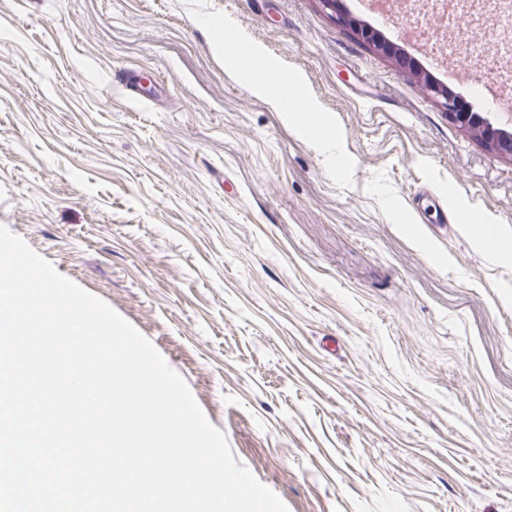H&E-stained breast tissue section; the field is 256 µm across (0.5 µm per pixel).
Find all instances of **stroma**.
<instances>
[{
	"label": "stroma",
	"instance_id": "obj_1",
	"mask_svg": "<svg viewBox=\"0 0 512 512\" xmlns=\"http://www.w3.org/2000/svg\"><path fill=\"white\" fill-rule=\"evenodd\" d=\"M229 21L300 76L310 135L226 67ZM401 28L358 0H0V225L151 341L290 512H512V259L471 227L512 233V159L422 81L497 124L473 89L512 51ZM356 33L366 43L373 45L384 55L394 59L395 63L399 68H406L408 66H412V63L407 58L401 56L392 45L382 41L379 38L378 34L373 29L369 27H361L356 29Z\"/></svg>",
	"mask_w": 512,
	"mask_h": 512
}]
</instances>
